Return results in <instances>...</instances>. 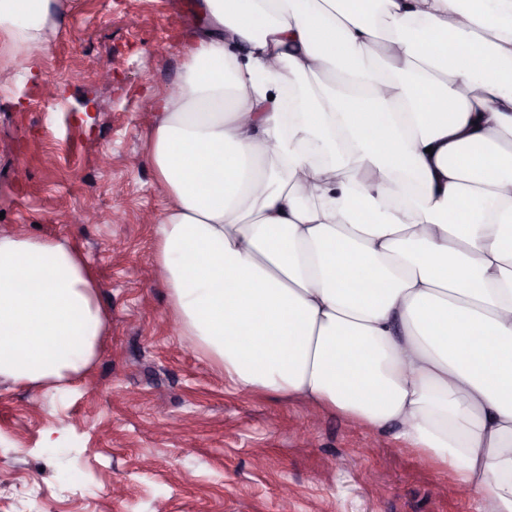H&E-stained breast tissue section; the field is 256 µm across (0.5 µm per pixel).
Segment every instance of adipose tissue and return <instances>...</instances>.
I'll list each match as a JSON object with an SVG mask.
<instances>
[{
	"label": "adipose tissue",
	"mask_w": 512,
	"mask_h": 512,
	"mask_svg": "<svg viewBox=\"0 0 512 512\" xmlns=\"http://www.w3.org/2000/svg\"><path fill=\"white\" fill-rule=\"evenodd\" d=\"M197 9L145 153L181 335L242 391L397 424L512 512V0ZM54 12L0 0V53L48 54ZM98 288L69 240L0 232V383L81 379Z\"/></svg>",
	"instance_id": "adipose-tissue-1"
}]
</instances>
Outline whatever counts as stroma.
I'll use <instances>...</instances> for the list:
<instances>
[{"label":"stroma","instance_id":"1","mask_svg":"<svg viewBox=\"0 0 512 512\" xmlns=\"http://www.w3.org/2000/svg\"><path fill=\"white\" fill-rule=\"evenodd\" d=\"M196 2L59 0L51 53L7 65L0 229L77 244L111 324L69 391L0 383V512H473L397 425L311 421L302 403L239 390L179 336L151 260L164 195L140 103L179 79ZM79 210L95 220L68 223Z\"/></svg>","mask_w":512,"mask_h":512}]
</instances>
